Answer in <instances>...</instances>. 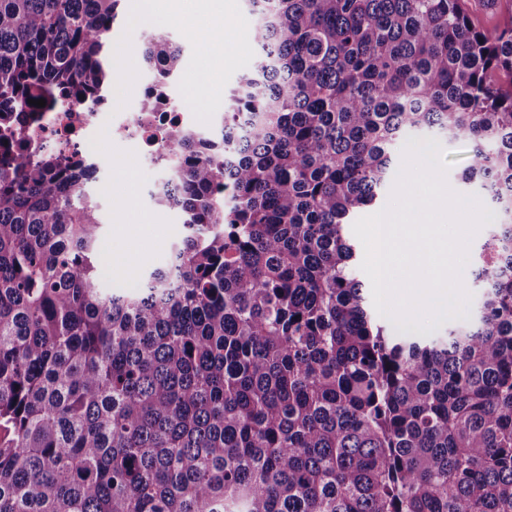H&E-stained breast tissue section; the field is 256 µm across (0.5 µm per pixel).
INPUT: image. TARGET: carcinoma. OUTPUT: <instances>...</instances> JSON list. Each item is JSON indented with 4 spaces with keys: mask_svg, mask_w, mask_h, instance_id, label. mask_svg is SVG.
<instances>
[{
    "mask_svg": "<svg viewBox=\"0 0 512 512\" xmlns=\"http://www.w3.org/2000/svg\"><path fill=\"white\" fill-rule=\"evenodd\" d=\"M121 2L0 0V512H512V25L246 0L218 138L157 127L186 235L128 294L99 283L96 167L15 151L17 113L104 101ZM142 54L139 111H173L180 46ZM424 130L497 207L479 315L440 338L376 322L346 233ZM434 139H436L446 151L451 152L445 156L447 162H454L447 173L449 186L460 194L476 196L475 187L465 184L461 179L463 170L473 161L471 148L462 144H450L439 138Z\"/></svg>",
    "mask_w": 512,
    "mask_h": 512,
    "instance_id": "1",
    "label": "carcinoma"
}]
</instances>
